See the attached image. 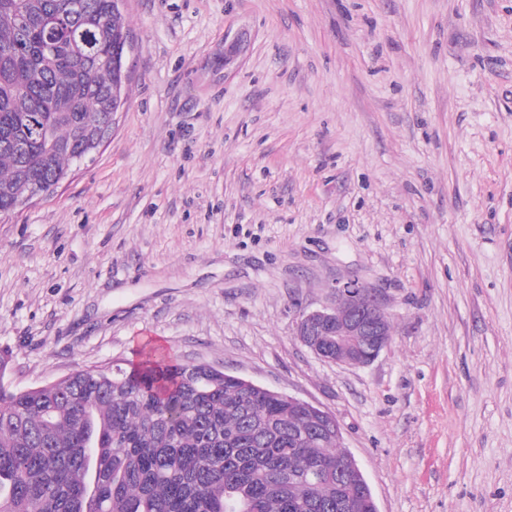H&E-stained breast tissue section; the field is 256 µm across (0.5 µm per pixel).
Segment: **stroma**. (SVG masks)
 I'll return each instance as SVG.
<instances>
[{"mask_svg": "<svg viewBox=\"0 0 512 512\" xmlns=\"http://www.w3.org/2000/svg\"><path fill=\"white\" fill-rule=\"evenodd\" d=\"M124 15L111 135L0 217L5 383L206 364L333 414L379 512H512V0ZM347 278L393 315L365 366L294 334Z\"/></svg>", "mask_w": 512, "mask_h": 512, "instance_id": "1", "label": "stroma"}]
</instances>
